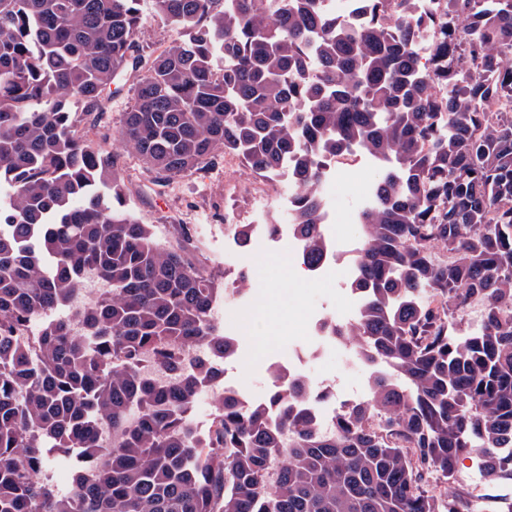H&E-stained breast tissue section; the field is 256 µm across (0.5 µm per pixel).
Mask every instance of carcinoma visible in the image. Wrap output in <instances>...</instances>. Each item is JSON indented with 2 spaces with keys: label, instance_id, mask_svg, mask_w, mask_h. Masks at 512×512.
Here are the masks:
<instances>
[{
  "label": "carcinoma",
  "instance_id": "cac0c4a2",
  "mask_svg": "<svg viewBox=\"0 0 512 512\" xmlns=\"http://www.w3.org/2000/svg\"><path fill=\"white\" fill-rule=\"evenodd\" d=\"M361 2L345 26L321 0H154L185 36L156 52L136 41L140 0H0V512H469L422 473L476 454L489 483L512 481V110L488 109L512 101V0H446L440 21ZM130 75L119 136L156 185L221 153L264 179L292 163L309 265L327 251L326 163H388L358 214L364 303L334 324L372 373L334 432L306 414L318 392L277 371L268 401L225 390L193 431L200 384L237 351L211 314L224 289L188 235L158 243L67 109L99 121ZM88 274L108 295L77 310ZM53 448L88 463L65 494Z\"/></svg>",
  "mask_w": 512,
  "mask_h": 512
}]
</instances>
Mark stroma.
Masks as SVG:
<instances>
[{
  "label": "stroma",
  "mask_w": 512,
  "mask_h": 512,
  "mask_svg": "<svg viewBox=\"0 0 512 512\" xmlns=\"http://www.w3.org/2000/svg\"><path fill=\"white\" fill-rule=\"evenodd\" d=\"M140 8L143 26L137 35L139 44L160 50L179 39V32L156 13L153 0H141ZM129 87V81L124 79L113 84L112 98L96 133L106 136L107 147L127 175L126 197L130 207L144 223L153 225L154 233L163 245H177L182 231H189L195 258L201 260L216 278L233 280L243 271L253 282L260 270L248 257L249 247L240 248V261L225 259L224 227L255 223V195L263 191L264 179L250 174L237 158L220 155L207 172L182 176L165 189L154 185L151 174L141 170L135 156L117 138L122 114L130 103ZM358 174L359 165L355 162L339 174L334 201L338 223L356 238L361 235L355 214ZM273 281L283 287L279 307L269 313L276 332L273 349L278 352L287 345L289 324L312 315L321 303V295L304 275L295 277L282 270Z\"/></svg>",
  "instance_id": "stroma-1"
}]
</instances>
